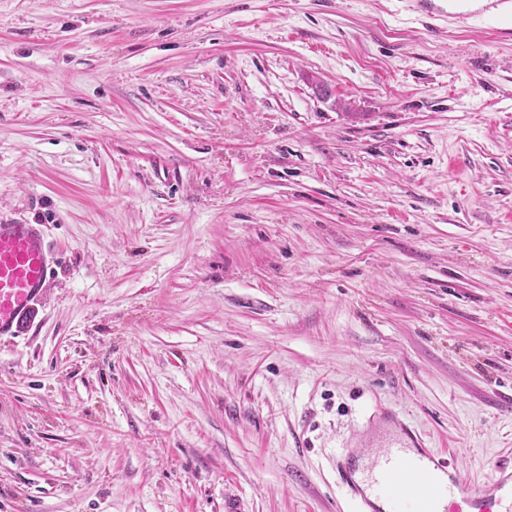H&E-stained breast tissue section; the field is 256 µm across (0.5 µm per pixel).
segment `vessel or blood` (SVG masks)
I'll list each match as a JSON object with an SVG mask.
<instances>
[{
	"mask_svg": "<svg viewBox=\"0 0 512 512\" xmlns=\"http://www.w3.org/2000/svg\"><path fill=\"white\" fill-rule=\"evenodd\" d=\"M430 17L464 21L476 15L475 0H418ZM60 263L43 225L0 222V335L21 337L46 293ZM341 483L358 497L363 512H379L376 496L393 501L416 500L423 512H512V465H502L497 477L474 494L462 489L459 468L423 448L412 433L396 447L384 449L363 472L338 458Z\"/></svg>",
	"mask_w": 512,
	"mask_h": 512,
	"instance_id": "vessel-or-blood-1",
	"label": "vessel or blood"
}]
</instances>
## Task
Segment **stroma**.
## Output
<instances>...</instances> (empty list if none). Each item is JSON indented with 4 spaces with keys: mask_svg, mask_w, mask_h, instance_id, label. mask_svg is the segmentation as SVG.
Listing matches in <instances>:
<instances>
[{
    "mask_svg": "<svg viewBox=\"0 0 512 512\" xmlns=\"http://www.w3.org/2000/svg\"><path fill=\"white\" fill-rule=\"evenodd\" d=\"M0 512H360L395 414L512 461V22L408 0H0ZM60 258L44 225L0 222V335L21 337L46 293Z\"/></svg>",
    "mask_w": 512,
    "mask_h": 512,
    "instance_id": "obj_1",
    "label": "stroma"
}]
</instances>
